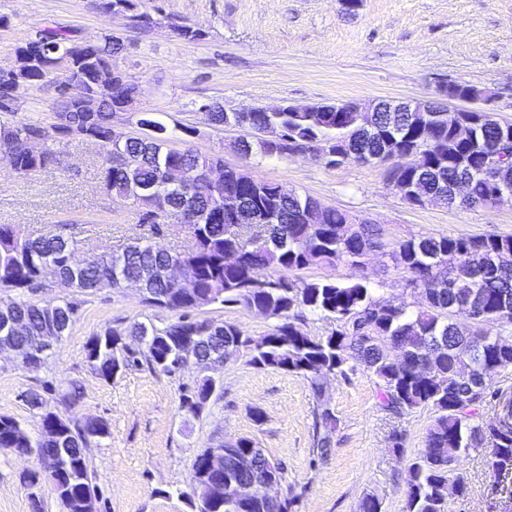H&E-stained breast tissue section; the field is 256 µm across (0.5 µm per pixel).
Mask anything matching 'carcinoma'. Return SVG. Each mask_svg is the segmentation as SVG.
<instances>
[{"label":"carcinoma","mask_w":512,"mask_h":512,"mask_svg":"<svg viewBox=\"0 0 512 512\" xmlns=\"http://www.w3.org/2000/svg\"><path fill=\"white\" fill-rule=\"evenodd\" d=\"M134 0H98L102 13L134 10ZM18 56L14 75L0 76V109L16 112L25 86L42 82L57 95L56 117L68 123L13 121L0 123V157L21 176L61 164L54 144L74 138L102 148V184L106 192L126 200L134 188L145 193L132 200L142 213L141 223L160 232L159 212L192 218L186 224L191 245L171 252L150 237L141 236L122 252L92 255L75 264L72 254L79 240L69 227L37 237L18 233L12 224H0V337L9 336L6 323L21 322L22 336L13 340L32 351L34 371L45 365L39 337L47 319L68 335L78 312L74 300L33 302L30 296L58 284L77 295L90 294L103 279L120 288L132 281L143 289L142 301L173 314L162 326L138 322L131 333L143 338L137 352L123 350L125 332L112 327L92 336L86 345L90 368L108 380L137 366L174 376L193 367L201 377L180 396V408L193 417L202 414L222 384L207 374L209 365L228 348L248 351L249 363L299 375L309 383L316 400L314 437L317 455L331 450L336 419L321 379L324 372L345 377L355 364L363 365L376 379L382 408L404 414L419 408L433 410L425 448L409 461L404 512H446L444 489L452 483L459 495L468 489L458 471V457L482 450L491 477L512 471V432H501L479 413L487 397H495L494 377L512 368V236H426L398 244L394 259L409 275L415 308L396 305L376 295L365 274L346 281L330 278L305 280L294 273L313 265L344 263L361 268V257L379 245L380 228L353 224L346 213L331 207L317 212L310 222V196L281 197L275 183L256 178L240 167L224 164L219 154L203 156L183 140L170 148L167 127L152 113L143 112L138 123L142 134L114 143L116 105L128 98L134 83L102 87L103 67L124 57V40L108 31L92 44L54 26L35 33ZM462 119L481 121L469 144L456 140L446 119L430 112H375V129L361 127L356 112H226L212 104L210 125L219 130L235 127L242 134L245 159L261 156L294 160L314 147L328 155L327 165L351 161L367 163L370 157L389 160L387 177L424 184L427 197L420 205H446L452 187L469 182L466 207L496 206L489 180L473 175L486 155L495 151L492 177L512 190V128L484 120L478 112H462ZM271 133L254 138L255 131ZM38 137L43 148L36 154L26 141ZM180 166L199 173L210 168L224 171V183L203 181L181 189L165 183V169ZM239 210L256 213L254 223L234 220ZM227 255L236 257L224 264ZM180 262L196 288L185 294L169 279L167 268ZM242 304L276 319L260 336L247 334L229 321L195 318L205 306ZM317 316L333 328L324 336L306 332L308 317ZM196 339L195 355L183 363L179 339ZM76 384L45 398L37 391L25 395L36 409L52 408L42 419L38 438H31L21 424L0 416V448H23L39 461H47L56 483L66 488L58 501L63 512H79L81 499L98 491L95 477L85 472L87 453L108 433L106 424L60 413L79 398ZM224 477L244 478L261 486L268 471L284 479V466L267 456H251L253 442L239 438L223 445ZM198 453L192 464V493L203 497L204 512H292L295 498L285 496L270 503L261 494L241 502L206 496V481L216 476L204 471Z\"/></svg>","instance_id":"obj_1"}]
</instances>
